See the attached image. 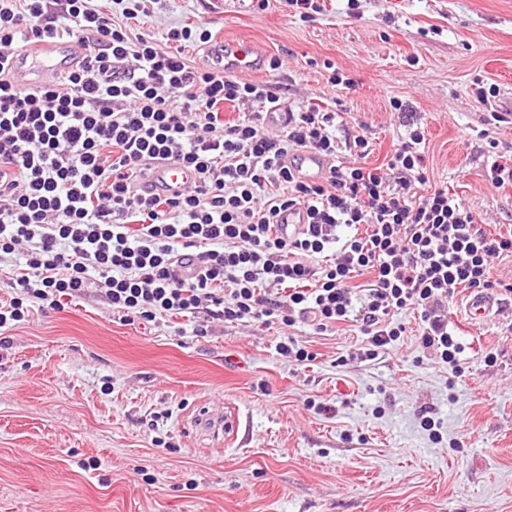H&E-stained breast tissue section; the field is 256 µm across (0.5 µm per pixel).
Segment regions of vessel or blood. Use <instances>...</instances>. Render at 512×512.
<instances>
[{
  "label": "vessel or blood",
  "mask_w": 512,
  "mask_h": 512,
  "mask_svg": "<svg viewBox=\"0 0 512 512\" xmlns=\"http://www.w3.org/2000/svg\"><path fill=\"white\" fill-rule=\"evenodd\" d=\"M82 57V50L77 43L57 39L40 42L24 47L10 62L16 82L24 87H36L57 79L74 67ZM211 59L225 71L238 73L256 72L264 68L266 58L260 49L244 40L216 39L211 48ZM300 172L305 179H320L329 167V162L322 155L303 150L297 155ZM148 179L158 186L173 189L182 188L193 183V174L172 163H161L153 167ZM499 300L490 293L469 294L464 312L474 323H482L496 316L500 310Z\"/></svg>",
  "instance_id": "b4317fda"
}]
</instances>
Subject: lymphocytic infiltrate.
<instances>
[{
  "label": "lymphocytic infiltrate",
  "instance_id": "f902f5d3",
  "mask_svg": "<svg viewBox=\"0 0 512 512\" xmlns=\"http://www.w3.org/2000/svg\"><path fill=\"white\" fill-rule=\"evenodd\" d=\"M148 3L133 0L119 23L94 0H0V264L18 255L24 267L0 328L23 320L27 301L56 309L95 280L113 310L146 323L203 312L320 333L349 323L368 338L366 360L403 335L394 314L416 310L423 348L457 368L464 347L448 303L462 288L512 296L490 277L494 259L512 257V236L428 188L425 126L409 123L372 168L370 140L338 138L335 113L304 106L269 130L282 93L195 65L184 49L209 43L207 27L132 33ZM60 37L82 49L78 65L20 88L11 59ZM246 102L252 111L224 120V104ZM302 149L332 159L321 180L288 167ZM342 151L349 164L336 163ZM153 161L196 179L145 188ZM294 208L303 231L279 236L280 213Z\"/></svg>",
  "mask_w": 512,
  "mask_h": 512
}]
</instances>
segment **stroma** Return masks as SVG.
<instances>
[{
	"label": "stroma",
	"instance_id": "stroma-1",
	"mask_svg": "<svg viewBox=\"0 0 512 512\" xmlns=\"http://www.w3.org/2000/svg\"><path fill=\"white\" fill-rule=\"evenodd\" d=\"M197 24L279 58L249 81L335 113L337 135L371 140L370 165L404 136L403 101L427 128L431 185L512 232V183L491 177L512 167V0H324L310 22L281 0H155L131 26ZM466 297L448 305L457 373L422 349L412 310L362 361L347 326L212 319L197 336L181 318L129 321L93 287L32 305L0 333V512H512V302L477 326ZM287 336L314 361L286 363Z\"/></svg>",
	"mask_w": 512,
	"mask_h": 512
}]
</instances>
